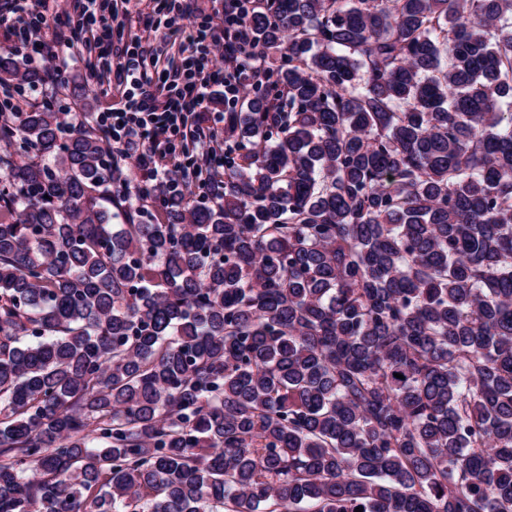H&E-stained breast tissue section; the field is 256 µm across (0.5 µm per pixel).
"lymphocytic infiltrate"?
Wrapping results in <instances>:
<instances>
[{
  "mask_svg": "<svg viewBox=\"0 0 512 512\" xmlns=\"http://www.w3.org/2000/svg\"><path fill=\"white\" fill-rule=\"evenodd\" d=\"M141 0H10L0 12V39L38 66L57 84L72 50L88 70L119 96L96 123L113 162L134 160L159 187L193 199L224 167V116L209 111L215 88L226 102L243 100L250 86L268 78L244 17L256 0H152L155 12L198 23L181 46L179 64L162 63L157 51L113 35L118 15H129Z\"/></svg>",
  "mask_w": 512,
  "mask_h": 512,
  "instance_id": "1",
  "label": "lymphocytic infiltrate"
}]
</instances>
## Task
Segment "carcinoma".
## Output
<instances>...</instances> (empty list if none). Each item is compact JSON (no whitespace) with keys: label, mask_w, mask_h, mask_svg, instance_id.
<instances>
[{"label":"carcinoma","mask_w":512,"mask_h":512,"mask_svg":"<svg viewBox=\"0 0 512 512\" xmlns=\"http://www.w3.org/2000/svg\"><path fill=\"white\" fill-rule=\"evenodd\" d=\"M247 22L210 205L0 112V512H512V0Z\"/></svg>","instance_id":"carcinoma-1"}]
</instances>
